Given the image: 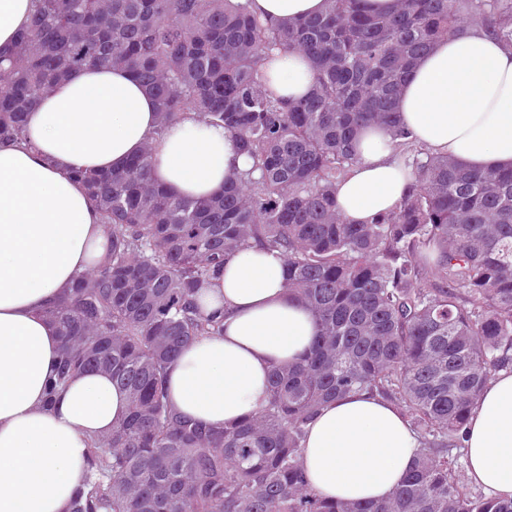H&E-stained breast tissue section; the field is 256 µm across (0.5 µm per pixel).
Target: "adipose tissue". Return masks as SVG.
Masks as SVG:
<instances>
[{
    "instance_id": "1",
    "label": "adipose tissue",
    "mask_w": 512,
    "mask_h": 512,
    "mask_svg": "<svg viewBox=\"0 0 512 512\" xmlns=\"http://www.w3.org/2000/svg\"><path fill=\"white\" fill-rule=\"evenodd\" d=\"M36 7L0 0V53L13 50ZM323 8L324 0L251 4L281 25ZM265 67L278 95L309 92L304 54L278 53ZM396 110L411 139L431 151L470 169L512 167V48L480 23L464 24L417 63ZM156 128L147 88L124 70L89 66L29 113L25 140L0 142V512H68L87 477L91 439L127 413L125 393L103 373L75 376L47 402L60 342L46 311L112 248V228L78 173L122 166ZM356 151L358 163L335 184L336 208L346 223L366 224L399 205L410 179L385 127L364 128ZM250 167L229 132L190 113L161 138L153 177L200 199ZM197 302L203 313L223 314L224 330L186 345L169 365L170 400L207 426L239 422L264 405L272 367L296 363L310 348L314 319L289 296L281 257L254 245L232 255ZM464 445L468 482L512 496V369L480 393ZM418 446L393 404L356 392L320 408L306 427L301 462L320 496L376 501L398 487Z\"/></svg>"
}]
</instances>
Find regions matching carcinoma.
Wrapping results in <instances>:
<instances>
[{
	"mask_svg": "<svg viewBox=\"0 0 512 512\" xmlns=\"http://www.w3.org/2000/svg\"><path fill=\"white\" fill-rule=\"evenodd\" d=\"M0 57V141L71 73L127 71L154 95L158 128L123 167L80 182L112 225V249L48 317L62 337L54 397L76 372H106L128 414L91 441L70 512H512V498L459 481L463 433L480 392L512 368V168L473 170L415 144L396 100L413 66L471 19L512 47V0H325L287 26L251 0H38ZM308 56L313 86L276 98L263 61ZM233 134L252 170L215 196H178L152 177L164 132L184 114ZM387 127L412 180L400 204L348 224L333 195L358 162L360 130ZM257 171L260 176L252 177ZM275 251L289 295L317 335L276 365L260 412L203 427L179 416L169 364L222 321L196 294L244 245ZM365 391L396 406L421 440L392 496L330 502L310 489L300 441L326 402Z\"/></svg>",
	"mask_w": 512,
	"mask_h": 512,
	"instance_id": "carcinoma-1",
	"label": "carcinoma"
}]
</instances>
